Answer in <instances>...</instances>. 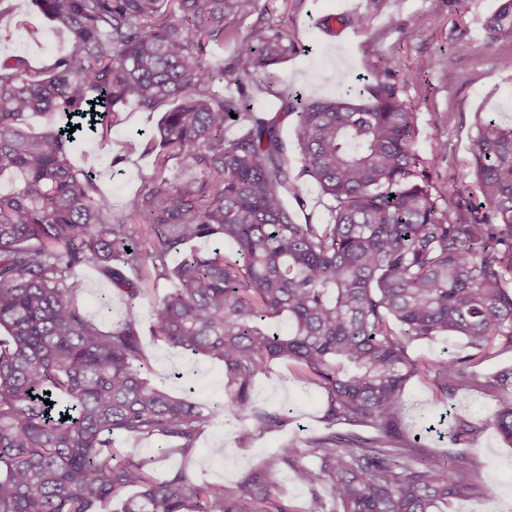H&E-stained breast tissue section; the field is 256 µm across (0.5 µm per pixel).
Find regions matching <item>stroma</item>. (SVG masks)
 <instances>
[{"mask_svg":"<svg viewBox=\"0 0 512 512\" xmlns=\"http://www.w3.org/2000/svg\"><path fill=\"white\" fill-rule=\"evenodd\" d=\"M500 0H261L269 15L284 19L293 48L286 60L268 69L271 92L262 103L267 112L279 111L281 91H302L307 99L336 96L337 75L354 80L373 75L377 60L392 56L399 60L400 96L417 117L416 148L427 154L432 143L444 141L447 153L430 168L436 189L443 193H468L475 137L480 123L494 119L512 125V42L491 41L483 23ZM361 14L367 29L350 25V17ZM332 25H324V18ZM45 34L43 43H33L30 28ZM374 54H366V44ZM72 48L71 38L58 31L38 9L35 0H0V60L20 59L39 69ZM167 105L152 110L130 101L122 105L123 120L108 130L105 138L78 141L71 159L75 165H93L102 189L115 205H123L152 172L153 158L146 152L149 139L167 112ZM294 121L283 125L282 137L288 157L290 180L301 183L303 202L286 197L297 222L327 221L326 199L303 172L296 147ZM83 311L99 324L112 326L125 314V304L110 292L97 271H86L79 296ZM152 382L180 394L191 391L194 399L210 403L224 396V369L203 356H190L180 349L145 336ZM463 339L440 336L408 346L409 356L419 365L433 364L466 355ZM255 404L288 412V423L280 430L255 432L249 423L229 427L215 423L199 437L190 457L161 454L163 440L117 437L115 446L123 454L150 461L158 477L186 467L198 479L235 485L252 474H260L270 498L284 512H302L309 497L306 487L287 481L288 470L276 461L281 448L325 430L321 420L325 396L315 385L283 363L254 382ZM407 404L403 426L418 432L433 451L449 448L438 427L449 404L466 410L480 427L467 456L472 473L482 480L479 494L457 501L451 512H512V445L492 425L497 402L482 391H461L453 401L439 398L423 375L412 377L404 390ZM495 481L485 484L487 473Z\"/></svg>","mask_w":512,"mask_h":512,"instance_id":"35a3bbf8","label":"stroma"}]
</instances>
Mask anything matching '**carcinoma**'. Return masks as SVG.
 Masks as SVG:
<instances>
[{
	"instance_id": "cac0c4a2",
	"label": "carcinoma",
	"mask_w": 512,
	"mask_h": 512,
	"mask_svg": "<svg viewBox=\"0 0 512 512\" xmlns=\"http://www.w3.org/2000/svg\"><path fill=\"white\" fill-rule=\"evenodd\" d=\"M37 2L73 49L42 70L0 62V177L14 182L0 193V512H94L134 487L123 512H283L255 477L230 488L182 468L160 480L113 441L173 438L187 458L220 418L280 429L288 416L252 399L275 362L326 394L327 432L279 453L291 481L311 488L305 512H325L322 484L341 512H448L478 492L463 454L429 453L406 436L403 390L420 372L411 342L463 337L472 353L425 375L447 398L495 397L493 425L512 444V368L476 370L489 351L512 352V126H479L475 199L465 201L429 180L448 144L428 158L416 150L394 57L380 60L373 85L311 102L290 91L272 114L255 109L258 76L288 55V35L260 0ZM254 14L233 67L241 92L225 96L209 49L224 44L226 20ZM485 28L512 42V0ZM130 100L177 106L153 133L151 175L117 213L92 170L71 164L69 127L33 133L25 119L65 112L104 130ZM292 115L304 173L329 201L325 224L296 222L283 199L285 189L304 194L288 179L282 125ZM232 121L244 127L236 137ZM84 268L125 299L118 325L105 329L77 305ZM161 280L172 287L152 301L153 335L222 363L223 400L149 382L138 303ZM282 317L285 334L270 328ZM338 424L375 435H339ZM475 433L457 410L450 442Z\"/></svg>"
}]
</instances>
